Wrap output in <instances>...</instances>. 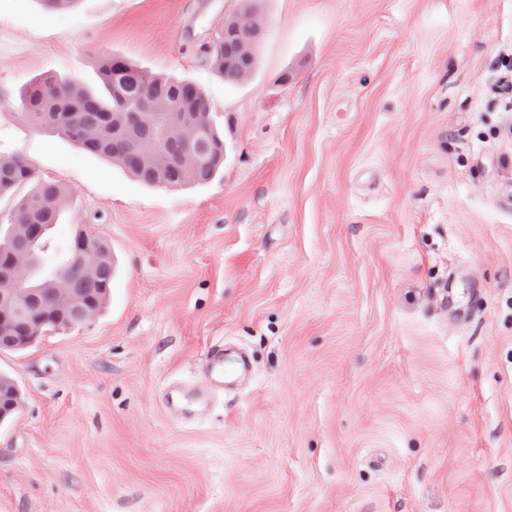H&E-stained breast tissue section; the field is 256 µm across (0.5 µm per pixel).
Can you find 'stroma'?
<instances>
[{
    "label": "stroma",
    "mask_w": 512,
    "mask_h": 512,
    "mask_svg": "<svg viewBox=\"0 0 512 512\" xmlns=\"http://www.w3.org/2000/svg\"><path fill=\"white\" fill-rule=\"evenodd\" d=\"M239 8L0 0V156L116 264L92 323L0 350V512H512V0H259L231 84L205 47ZM112 53L206 90L215 180L26 119Z\"/></svg>",
    "instance_id": "1"
}]
</instances>
